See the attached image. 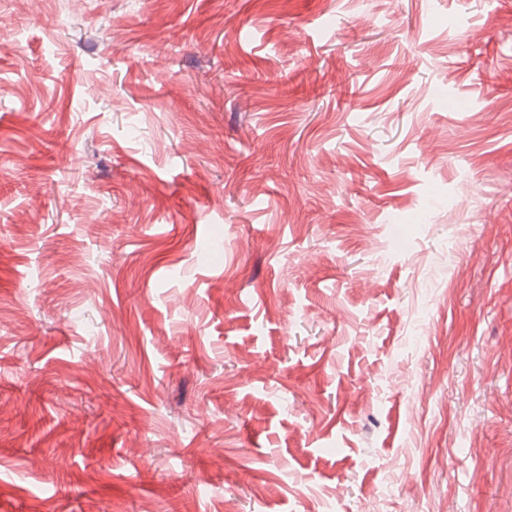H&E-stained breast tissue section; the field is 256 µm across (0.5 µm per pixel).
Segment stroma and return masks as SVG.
<instances>
[{
	"instance_id": "stroma-1",
	"label": "stroma",
	"mask_w": 512,
	"mask_h": 512,
	"mask_svg": "<svg viewBox=\"0 0 512 512\" xmlns=\"http://www.w3.org/2000/svg\"><path fill=\"white\" fill-rule=\"evenodd\" d=\"M0 20V512H512V0Z\"/></svg>"
}]
</instances>
